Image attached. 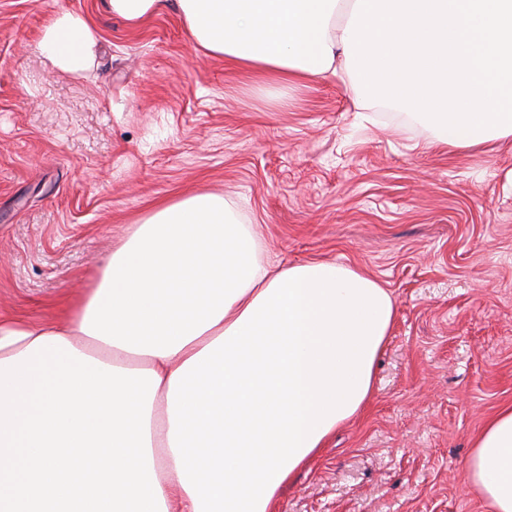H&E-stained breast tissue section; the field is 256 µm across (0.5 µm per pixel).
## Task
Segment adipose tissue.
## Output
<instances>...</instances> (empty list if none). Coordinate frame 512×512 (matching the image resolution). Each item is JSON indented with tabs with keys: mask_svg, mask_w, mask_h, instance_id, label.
I'll use <instances>...</instances> for the list:
<instances>
[{
	"mask_svg": "<svg viewBox=\"0 0 512 512\" xmlns=\"http://www.w3.org/2000/svg\"><path fill=\"white\" fill-rule=\"evenodd\" d=\"M355 0H173L208 53L277 83L336 73ZM98 36L58 14L41 35L54 68L89 72ZM395 319L363 270L312 260L273 269L223 196L195 193L136 224L58 324L0 319V359L58 335L160 384L150 431L168 512H276L282 489L372 394ZM468 480L512 512V409L477 436Z\"/></svg>",
	"mask_w": 512,
	"mask_h": 512,
	"instance_id": "ef3b65f1",
	"label": "adipose tissue"
}]
</instances>
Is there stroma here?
<instances>
[{
  "label": "stroma",
  "instance_id": "stroma-1",
  "mask_svg": "<svg viewBox=\"0 0 512 512\" xmlns=\"http://www.w3.org/2000/svg\"><path fill=\"white\" fill-rule=\"evenodd\" d=\"M106 2L0 0V317L55 322L139 220L223 195L265 261L360 268L396 305L368 403L277 512H491L467 471L512 407V142L434 144L339 78L272 86L171 7L132 26ZM61 12L100 37L88 77L40 51Z\"/></svg>",
  "mask_w": 512,
  "mask_h": 512
}]
</instances>
